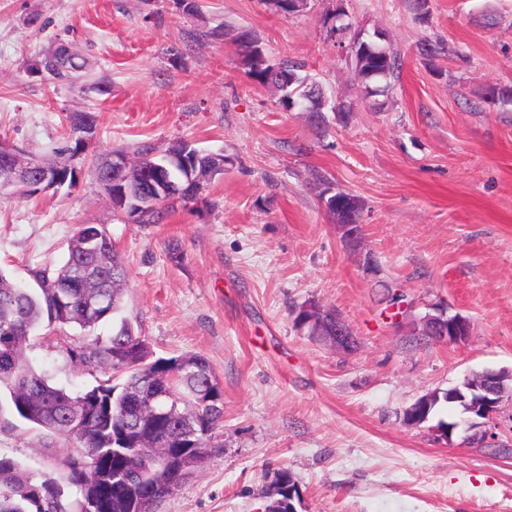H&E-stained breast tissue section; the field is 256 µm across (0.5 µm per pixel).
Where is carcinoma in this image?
Listing matches in <instances>:
<instances>
[{"label": "carcinoma", "mask_w": 512, "mask_h": 512, "mask_svg": "<svg viewBox=\"0 0 512 512\" xmlns=\"http://www.w3.org/2000/svg\"><path fill=\"white\" fill-rule=\"evenodd\" d=\"M233 41L250 80L274 92L283 109L303 103L314 109L316 93L305 62L269 61L256 36L247 43L235 35ZM401 66L400 54L389 47L383 58L364 50L353 63L367 98L383 93L379 80L391 86ZM82 69L72 54L54 63L43 58L37 66L57 81H68ZM86 123L97 126L95 113L66 116V144L59 149L56 172L69 186L76 184L69 159L87 148L77 139L78 128ZM178 145L198 154V168L209 170V176L223 172L209 152L184 141ZM89 169L98 185L112 181L104 161L91 159ZM168 208L147 207L137 222L158 224ZM95 229L94 224L76 225L64 264L54 271H34L33 288L14 285L0 270V393L20 419L47 435L64 437L74 448L53 458L50 471L38 473L0 453V512H83V504L95 502L98 512H150L199 467L210 439L223 427L224 393L207 358L197 352L156 357L128 322L110 336L67 348L70 358L94 364L107 375L92 387L71 392L53 386L26 360L35 330L65 337L66 329H92L120 307L127 269L107 230L97 236ZM148 379L174 394L160 420L151 414L156 402L144 389ZM146 427L152 428L155 445L171 449L161 470L136 452L135 440Z\"/></svg>", "instance_id": "cac0c4a2"}]
</instances>
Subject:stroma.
Wrapping results in <instances>:
<instances>
[{"label": "stroma", "mask_w": 512, "mask_h": 512, "mask_svg": "<svg viewBox=\"0 0 512 512\" xmlns=\"http://www.w3.org/2000/svg\"><path fill=\"white\" fill-rule=\"evenodd\" d=\"M410 4L308 0L283 14L267 0H199L192 16L176 0H0V143L50 162L66 114L97 115L94 141L71 159L75 188L0 197V268L32 286V271L64 263L76 225H104L128 272L124 304L71 339L111 335L126 318L154 355L203 354L224 391L207 459L155 512H264L282 469L301 512H512L511 403L480 443L444 405L417 426L404 418L426 393L512 369V101L485 98L512 89V0H429L423 20ZM339 7L403 58L383 108L325 38ZM230 28L257 35L271 61H305L349 118L317 127L283 110L246 76ZM425 40L442 46L431 65ZM60 41L86 62L76 83L36 69ZM179 140L223 154L224 173L161 223L113 209L87 172L90 155H161ZM321 176L361 201L358 246L323 209ZM393 292L409 317H391ZM311 303L336 310L355 350L297 325ZM439 308L468 318L464 342L416 336ZM26 356L72 391L102 377L40 331ZM0 419V453L31 471L71 450L10 412ZM442 419L458 424L451 440L435 432Z\"/></svg>", "instance_id": "obj_1"}]
</instances>
